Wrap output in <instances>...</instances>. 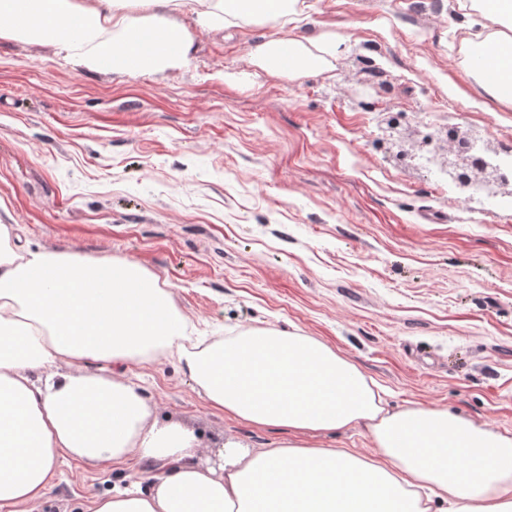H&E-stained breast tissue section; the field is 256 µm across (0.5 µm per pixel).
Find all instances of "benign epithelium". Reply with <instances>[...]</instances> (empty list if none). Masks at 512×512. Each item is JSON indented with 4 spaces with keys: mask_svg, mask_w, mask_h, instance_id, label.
I'll use <instances>...</instances> for the list:
<instances>
[{
    "mask_svg": "<svg viewBox=\"0 0 512 512\" xmlns=\"http://www.w3.org/2000/svg\"><path fill=\"white\" fill-rule=\"evenodd\" d=\"M427 147V161L434 160L433 152L447 149L448 153L461 159V162H448V177L460 188L475 195V190H485L489 181L502 185H512V158L500 155L492 156L489 150L477 140L459 133L458 127L450 125L445 131L441 143L434 144V138L427 136L423 140Z\"/></svg>",
    "mask_w": 512,
    "mask_h": 512,
    "instance_id": "obj_1",
    "label": "benign epithelium"
}]
</instances>
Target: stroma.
Here are the masks:
<instances>
[{
	"label": "stroma",
	"instance_id": "stroma-1",
	"mask_svg": "<svg viewBox=\"0 0 512 512\" xmlns=\"http://www.w3.org/2000/svg\"><path fill=\"white\" fill-rule=\"evenodd\" d=\"M301 34L345 41L335 68L271 77L249 48L192 14L187 61L134 78L0 38V224L22 243L137 260L206 335L267 328L331 346L390 408L448 409L512 434V187L467 199L420 141L447 124L490 150L512 109L466 67L457 0H303ZM398 116L388 132L389 116ZM158 424L223 446L276 447L283 431L212 410L178 360L120 368ZM147 459L65 458L37 512L150 489Z\"/></svg>",
	"mask_w": 512,
	"mask_h": 512
}]
</instances>
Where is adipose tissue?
<instances>
[{"instance_id":"ef3b65f1","label":"adipose tissue","mask_w":512,"mask_h":512,"mask_svg":"<svg viewBox=\"0 0 512 512\" xmlns=\"http://www.w3.org/2000/svg\"><path fill=\"white\" fill-rule=\"evenodd\" d=\"M299 0H0V37L56 45L66 59L134 77L187 60L175 17L220 33L239 20L278 25L251 64L300 80L331 72L343 39L293 31ZM483 20L496 59L476 66L512 105V0H458ZM0 224V512L42 503L67 455L100 466L138 455L169 462L150 491L94 497L89 512H512V435L443 408L389 409L359 369L318 339L256 329L212 341L166 283L137 261L16 249ZM177 357L209 406L287 431L277 447L198 461L192 430L151 422L139 388L94 362ZM365 426L373 455L310 436Z\"/></svg>"}]
</instances>
